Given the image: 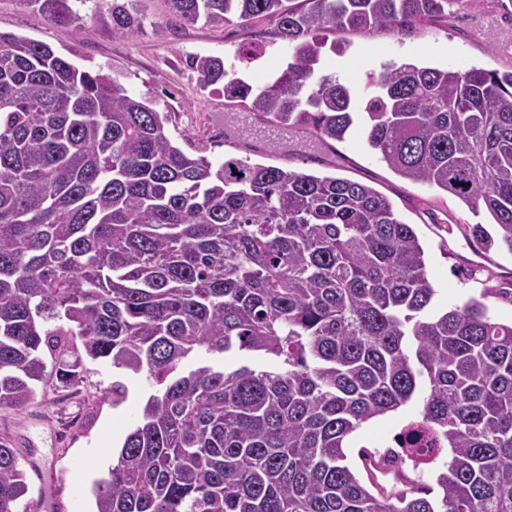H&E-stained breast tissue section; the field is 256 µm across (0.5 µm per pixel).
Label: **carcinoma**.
Wrapping results in <instances>:
<instances>
[{
    "mask_svg": "<svg viewBox=\"0 0 512 512\" xmlns=\"http://www.w3.org/2000/svg\"><path fill=\"white\" fill-rule=\"evenodd\" d=\"M82 20L73 0H19ZM184 24L268 20L288 60L253 87L224 59L188 56L199 89L281 129L366 146L481 223L457 231L512 252V71L416 60L366 75L363 97L325 73L336 32L401 34L473 0H165ZM94 20L141 29L120 0ZM259 41L238 52L247 67ZM170 115L50 45L0 32V407L85 385L84 361L150 391L96 512H512V322L471 297L437 310L412 225L348 178L226 157L166 134ZM235 349L272 371L224 366ZM420 397L397 436L369 449L391 482L346 463L348 438ZM451 452L437 488L414 474ZM0 437V512H32Z\"/></svg>",
    "mask_w": 512,
    "mask_h": 512,
    "instance_id": "carcinoma-1",
    "label": "carcinoma"
}]
</instances>
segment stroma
<instances>
[{
    "instance_id": "obj_1",
    "label": "stroma",
    "mask_w": 512,
    "mask_h": 512,
    "mask_svg": "<svg viewBox=\"0 0 512 512\" xmlns=\"http://www.w3.org/2000/svg\"><path fill=\"white\" fill-rule=\"evenodd\" d=\"M135 8L142 28L128 39L93 23L88 4L80 8L79 25L62 26L19 0H0V31L46 43L80 68L108 74L136 96L155 98L159 108L171 114L166 126L169 137L185 151L198 149L212 160L246 157L254 163L372 186L391 201L401 220L415 225L437 290V307L446 309L480 297L496 319L512 321V300L495 294L512 281V252L494 249L481 256L455 230L459 224L487 222V214H474L445 191L398 175L367 148L359 130L315 151L306 149L300 133L262 140L225 119L222 94L198 91L196 76L186 64L188 55H216L230 67L237 63L240 45L256 39L265 42V52L239 74L254 85L267 80L288 56L274 37L272 23L211 27L199 22L171 28L163 0H136ZM348 41L344 54H327L324 63L337 79L356 87L364 72L407 59L439 68L510 71L512 11L504 9L500 0H474L468 10L431 20L403 35L377 30L349 36ZM88 369L85 391L55 392L20 410L0 408V436L10 439L20 458L27 497L38 503V512H94L93 483L111 466L113 451L144 400L143 389L132 379L128 401L113 407L104 394L112 382L111 367L92 362ZM419 408L415 399L364 424L349 439V462L358 463L360 447L381 450L392 445L402 422Z\"/></svg>"
}]
</instances>
